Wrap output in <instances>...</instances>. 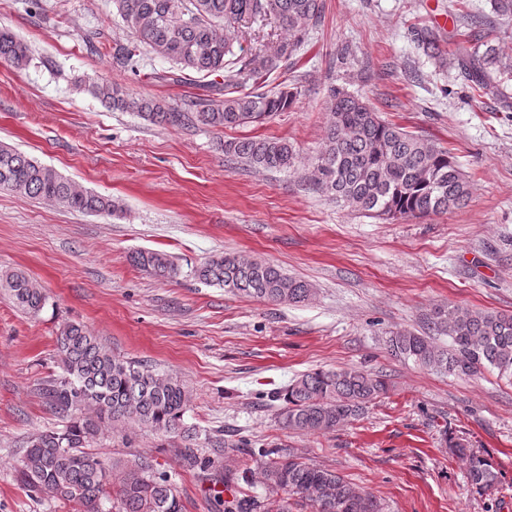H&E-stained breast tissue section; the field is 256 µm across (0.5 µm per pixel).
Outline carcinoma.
Listing matches in <instances>:
<instances>
[{
    "mask_svg": "<svg viewBox=\"0 0 512 512\" xmlns=\"http://www.w3.org/2000/svg\"><path fill=\"white\" fill-rule=\"evenodd\" d=\"M129 29V43L112 48L113 64L134 67L136 52L146 49L173 62L179 71L220 77L203 85L206 95L191 110L165 100L137 96L109 80L80 86L104 106L135 112L154 124L180 127L235 128L266 119L292 107L296 94L281 91L242 92L247 83L262 85L280 63L292 57L316 28L323 0H116ZM274 20L280 39L249 58L236 54L241 28L256 20ZM419 46L430 58L447 60L438 37L422 29ZM457 50V62L471 68L474 86L486 87V70L508 67L496 46L485 38L469 40ZM0 60L22 70L30 49L13 33L0 30ZM325 136L313 163V185L338 202L377 217H421L446 213L469 198V184L452 153L381 119L360 95L336 86L326 99ZM224 153L258 170L296 167L294 147L277 138L245 137L224 142ZM0 189L39 198L61 207L97 215H123L115 200L77 185L54 168L0 141ZM135 266L158 279H173L179 268L172 255L139 250ZM206 284L234 295L275 304L309 300L311 285L260 259L216 253L194 269ZM0 288L31 315L45 306L42 289L22 270L0 277ZM427 332L398 330L387 340L389 352L431 369L461 376L485 368L512 380V314L459 306L438 307L426 318ZM435 336L449 338L443 348ZM60 372L45 381L40 393L54 414L67 420L62 430L49 429L31 438L18 463L20 482L29 491L48 493L74 505L75 512H106L112 477H117L115 512H184L171 475L155 459H106L88 449L98 435L116 427L174 432L182 429L189 392L183 381L151 366L112 354L88 329L76 322L60 327L57 337ZM384 376L362 367L306 372L282 394L279 425L304 433L334 430L364 414L388 392ZM235 443L224 444V487L239 463ZM465 461L470 485L477 492L493 488L498 476L492 461L460 441L450 445ZM265 496L248 493L224 500V512H290V498L308 501L314 512H381L376 498L325 467L307 463L278 448L260 452ZM185 471H206L214 461L195 448L177 451Z\"/></svg>",
    "mask_w": 512,
    "mask_h": 512,
    "instance_id": "obj_1",
    "label": "carcinoma"
}]
</instances>
